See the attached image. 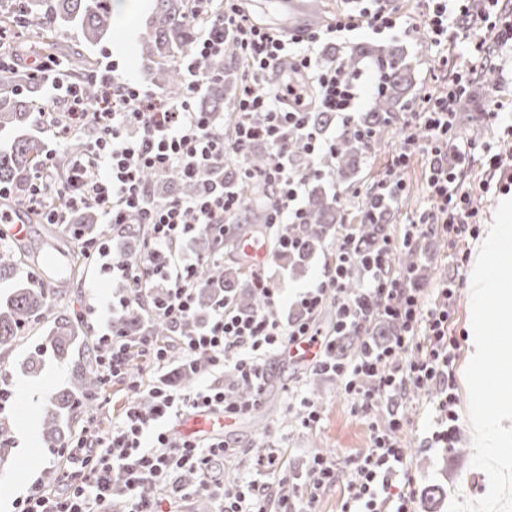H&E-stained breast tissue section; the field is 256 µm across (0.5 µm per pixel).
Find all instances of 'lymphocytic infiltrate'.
<instances>
[{
    "label": "lymphocytic infiltrate",
    "instance_id": "obj_1",
    "mask_svg": "<svg viewBox=\"0 0 512 512\" xmlns=\"http://www.w3.org/2000/svg\"><path fill=\"white\" fill-rule=\"evenodd\" d=\"M187 24L191 46L175 60L184 75L174 94L151 91L137 81L94 70V100L56 74L53 59H33L31 77L39 78L44 101L38 109L53 129L57 147L48 149L29 175L7 187L0 199L41 215L47 224H70L84 208L97 211L102 223L125 232L139 225L144 253L139 261L116 257L103 263L108 250L99 236L82 242L87 260H101L102 271L125 281L112 298L116 312L136 310L167 322L169 333L130 334L111 327L100 336L105 355L97 360L105 385H121L127 401L107 432L89 416L81 434L66 443L64 483L58 488L34 485L14 502V512H183L190 496L209 498L213 512H316L321 493L335 484L338 470L325 456H314L307 479L292 495L283 449L267 447L248 470L232 481L216 477L214 463L238 465L244 451L223 428L211 434L180 435L174 426L184 417L211 413L238 418L256 408L267 385V363L291 346L319 342L311 361L319 374L337 376L346 396L366 412L407 391L437 386L438 428L431 439L452 445L459 417L454 409L453 361L457 340L449 333L458 297L455 278H448L434 299L418 285L419 265L400 269L393 262L401 250H419L435 232L457 244L472 232L477 211L465 185V171L476 150L456 131V106L467 95L471 77L500 69L512 55V0H426L422 13H400L393 0H350L321 30L290 34L259 24L242 0H190ZM425 31L447 64L449 45L462 44L467 56L454 80L426 91L411 112L414 127L404 135L385 175L373 185L367 201L396 197L405 189L401 177L411 156L427 159V190L436 209L422 213L401 240L386 241L367 258H359L351 228H343L323 265L321 277L296 295L298 318L281 323L259 312H241L230 298L217 301L206 314L197 312L202 288L201 266L208 257L188 256L183 246L199 234L223 240L238 224L251 201L243 187L256 189L268 213L264 233L277 250H294L300 241L293 225L304 223L301 198L310 181L331 175L327 159L336 154V139L316 129L312 110L331 113L342 127L356 128L355 111L366 89L380 90L379 77L363 79L343 67L323 68L313 55L316 45L343 34L367 30ZM235 47L236 60L249 78L232 105L228 126L199 111L196 101L212 83L201 59L225 56ZM84 133L82 153L61 156L58 146ZM302 141L312 159L307 173L290 162L288 151ZM264 144L268 161L254 169L245 162L250 148ZM233 167L238 184L225 183L219 172ZM165 176L178 171L196 185L189 196L154 204L144 171ZM368 273L364 296L346 286L351 267ZM334 302L330 331L314 324L326 302ZM396 327L383 343H367L350 359L336 355L345 336L361 334L375 315ZM194 374L191 384L176 386L182 369ZM152 383H144L146 374ZM372 444L348 475L341 512H412L411 482L394 483L407 459L399 432L404 423L397 409L385 422H371ZM197 477L194 486L183 474Z\"/></svg>",
    "mask_w": 512,
    "mask_h": 512
}]
</instances>
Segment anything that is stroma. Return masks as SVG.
Here are the masks:
<instances>
[{
	"mask_svg": "<svg viewBox=\"0 0 512 512\" xmlns=\"http://www.w3.org/2000/svg\"><path fill=\"white\" fill-rule=\"evenodd\" d=\"M319 2L321 12L311 17V2ZM154 0H137V7L130 15L114 18L110 36L93 48H86L78 28L68 27L59 30L57 41L60 60H67L71 51L88 50L93 61L114 60L118 71L135 77L141 84H148L149 78L141 56V43L146 38L147 19L153 10ZM341 5L340 0H247V7L260 24L306 29L308 22L316 26L325 25ZM386 45L392 42L403 45L414 67L415 86L413 96H420L427 90L433 77L452 80L455 67L434 71L429 44L420 32L397 37L370 36L352 33L338 40L337 49L346 50L360 43ZM503 76L506 85L502 92H495L496 78L486 74L473 81L469 96L459 109L458 134L477 144L478 149L467 170V183L476 186L477 192L472 205L478 211L479 219H486L492 198L502 193L503 184L490 169L483 145H490L492 152H505L512 149V58L503 61ZM500 103L499 119H492L489 112L493 103ZM408 112L396 115L392 135L372 141L362 161V174L354 183L358 193L370 191L373 185L388 170L392 156L403 134V124ZM426 161L423 156H414L403 172L407 185L405 193L394 207L393 218L388 226L389 238L402 234L404 224L412 221L419 213L432 208L433 203L425 188ZM28 226L23 238L13 241L16 249L25 250L30 258L43 257L46 242H53L58 253H66L74 246L61 229L54 224L38 223L36 217L24 218ZM429 255L421 273L420 286L427 298H434L439 282L454 277L466 282V268L455 267L452 263L454 250L446 238L434 237L426 240ZM325 255L316 253L302 271L292 274L278 257H271L266 264V272L273 283L286 285L289 292L295 293L315 282L321 275ZM56 287L69 288L76 295L75 310L88 314L87 326L92 335H100L106 329L107 317L100 314L101 305L120 288V281L103 273L92 263H85L80 276L71 280L57 279ZM469 313L465 298H458L451 333L456 336L458 347L453 366L457 412H464L469 403L465 381V359ZM27 357L26 344H19L14 350L0 355V367L11 374L13 398L9 403V413L13 428H20L27 419L40 420L49 406L54 392L67 385L71 376L68 360L46 355L40 373H25L22 364ZM303 395L314 401L320 414V422L315 429L307 430L301 425L295 406L296 396ZM435 389L427 388L406 393L397 404L405 427L399 437L409 462V477L413 480L416 493V512H447L454 495H462L468 500L481 498L489 485L486 473L473 468V452L469 443L467 424H460L452 446L444 448L434 444L431 436L437 428V414L433 406ZM371 414L361 410L356 400L344 395L338 380L313 373L305 364L275 358L269 364L267 389L260 408L236 420L230 427L229 435L241 445L249 448L250 458L263 455L268 444L284 448L292 484L302 483L310 462L315 455H323L334 460L342 475L335 485L326 489L316 505L318 512H340L346 482L352 463L363 455L371 444ZM51 455L45 447L28 448L23 442H15L10 465L0 468V487L11 488L9 497L0 496V512H10L12 499L20 495L37 479L51 480L53 473L48 465ZM443 489L439 499L430 501L425 496L429 485Z\"/></svg>",
	"mask_w": 512,
	"mask_h": 512,
	"instance_id": "1",
	"label": "stroma"
}]
</instances>
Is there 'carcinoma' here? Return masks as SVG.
I'll list each match as a JSON object with an SVG mask.
<instances>
[{"label": "carcinoma", "instance_id": "1", "mask_svg": "<svg viewBox=\"0 0 512 512\" xmlns=\"http://www.w3.org/2000/svg\"><path fill=\"white\" fill-rule=\"evenodd\" d=\"M187 7V0H155V12L149 21L151 38L142 48L143 60L152 82L168 93L180 89L182 75L165 60L188 48L192 39L191 29L185 22ZM23 9L27 17L38 21L51 32L69 26L78 28L87 43H100L112 31V0H23ZM365 58L373 59L381 67L383 87L376 96L374 108L364 113L358 125L381 138L391 130L396 113L405 106L412 92L411 60L406 50L397 44H360L348 51L338 50L327 56L329 62L341 64L349 71L357 69ZM200 66L207 72L222 74L224 78L211 85L207 101L200 104L199 110L221 112L224 110V97L237 95L245 74L236 63L226 67L219 59H203ZM93 67V62L82 54L72 61L73 75L76 80L84 82L83 92L89 100L96 94L94 85L88 80V73ZM33 94L34 86L30 78L12 68L0 70V131L11 128L19 130L27 126ZM369 148L370 143L354 131L339 132L336 137V159L332 160L331 166L335 169L340 191H345L355 181L363 156ZM39 158V150L34 143L17 138L10 149L0 150V181L12 183L25 176L36 166ZM144 179L155 188L158 199L184 196L194 191V186L184 181L176 171L170 172L162 180L147 172ZM305 213L307 223L298 226L303 240L302 249L280 253V258L288 261V268L293 272L301 270L311 255L346 220V208L337 195L328 194L316 181L307 189ZM359 214L355 246L362 254L373 253L388 238L387 225L392 219V208L382 207L369 213L361 210ZM199 275L204 283L199 299L201 308L210 307L219 298L218 289L222 288L239 308L250 311L262 309L263 301L255 287L246 291L241 288L238 271L215 263L201 267ZM62 293L61 288L22 286L15 289L5 303L0 304V350H8L24 339L36 321L51 310V324L41 337V342L25 359L24 366L31 372L37 371L49 352L59 357L66 355L72 360L71 381L52 395L51 409L41 419L43 441L50 452L60 449L72 436L71 427L77 417L95 409L93 397L101 390L95 358L104 352L96 337L85 335L84 326L74 309L58 310V298ZM118 325L129 333L143 328L153 336L168 333L164 321L147 320L134 311L123 316ZM363 346V337L346 336L338 342L336 354L355 356ZM13 445L10 419L0 409V466L11 457Z\"/></svg>", "mask_w": 512, "mask_h": 512}]
</instances>
